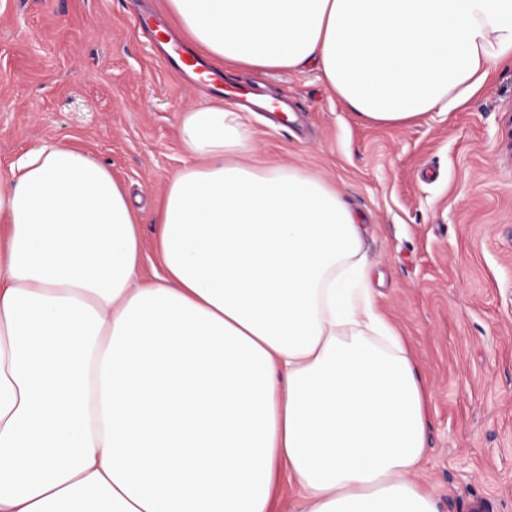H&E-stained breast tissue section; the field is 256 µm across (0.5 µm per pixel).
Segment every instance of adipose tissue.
Masks as SVG:
<instances>
[{"instance_id": "ef3b65f1", "label": "adipose tissue", "mask_w": 512, "mask_h": 512, "mask_svg": "<svg viewBox=\"0 0 512 512\" xmlns=\"http://www.w3.org/2000/svg\"><path fill=\"white\" fill-rule=\"evenodd\" d=\"M213 65L313 67L364 124L448 112L512 65V0H167ZM151 221L52 141L0 172V512H439L432 394L367 286L359 215L251 164L237 108L181 116Z\"/></svg>"}]
</instances>
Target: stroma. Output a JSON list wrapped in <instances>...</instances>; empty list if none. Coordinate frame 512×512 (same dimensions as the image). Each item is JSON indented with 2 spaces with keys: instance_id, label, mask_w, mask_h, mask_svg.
I'll return each instance as SVG.
<instances>
[{
  "instance_id": "35a3bbf8",
  "label": "stroma",
  "mask_w": 512,
  "mask_h": 512,
  "mask_svg": "<svg viewBox=\"0 0 512 512\" xmlns=\"http://www.w3.org/2000/svg\"><path fill=\"white\" fill-rule=\"evenodd\" d=\"M139 0H0V171L43 142L92 153L138 198L189 161L186 85L134 24ZM295 121L249 114L256 161L293 163L361 216L377 302L432 392L420 480L441 512H512V66L460 108L363 125L319 71H274Z\"/></svg>"
}]
</instances>
